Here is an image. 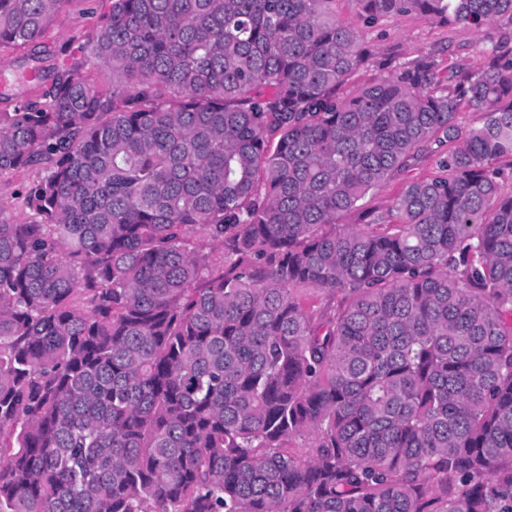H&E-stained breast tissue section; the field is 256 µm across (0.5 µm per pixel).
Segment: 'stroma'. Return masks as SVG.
Here are the masks:
<instances>
[{"label": "stroma", "instance_id": "1", "mask_svg": "<svg viewBox=\"0 0 512 512\" xmlns=\"http://www.w3.org/2000/svg\"><path fill=\"white\" fill-rule=\"evenodd\" d=\"M111 4L112 0H62L42 39L43 46L52 50L54 62L106 88L111 86L112 76L92 59L88 41ZM499 37L500 30L494 24L480 28L442 24L418 14L381 21L370 30L371 59L337 88L336 96L348 99L358 87L390 73L398 63L428 52L435 53L441 76L480 70L486 64L483 47ZM32 54L29 48H0V73L14 81L8 102L0 101V112L13 111L19 102L40 98L41 88L16 80L31 66ZM42 175L38 166L0 175V214L19 224L35 221L36 215L24 199Z\"/></svg>", "mask_w": 512, "mask_h": 512}]
</instances>
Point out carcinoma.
I'll list each match as a JSON object with an SVG mask.
<instances>
[{
	"label": "carcinoma",
	"instance_id": "carcinoma-1",
	"mask_svg": "<svg viewBox=\"0 0 512 512\" xmlns=\"http://www.w3.org/2000/svg\"><path fill=\"white\" fill-rule=\"evenodd\" d=\"M60 2L0 0V48ZM352 2L502 34L344 101L336 0H112L110 91L34 57L43 101L0 112V174L46 169L41 221L0 218V512H512V0Z\"/></svg>",
	"mask_w": 512,
	"mask_h": 512
}]
</instances>
